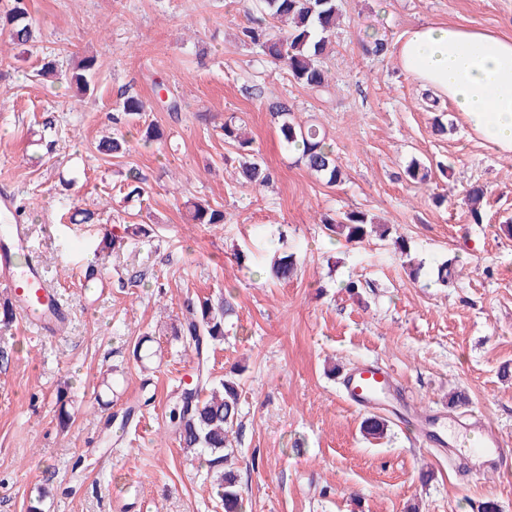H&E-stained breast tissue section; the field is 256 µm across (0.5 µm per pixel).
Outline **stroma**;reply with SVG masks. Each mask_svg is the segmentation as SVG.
<instances>
[{
	"label": "stroma",
	"mask_w": 512,
	"mask_h": 512,
	"mask_svg": "<svg viewBox=\"0 0 512 512\" xmlns=\"http://www.w3.org/2000/svg\"><path fill=\"white\" fill-rule=\"evenodd\" d=\"M341 5L323 95L239 42L250 0H31L40 42L19 57L0 37V190L71 310L54 336L18 319L0 325V512H28L44 488L43 512H114L119 498L127 512H222L205 467L165 418L194 366L170 327L187 299L219 293L232 295L237 314L211 363L217 377L242 369L232 443L247 512H483L488 501L512 512V238L499 229L512 224V156L405 74L393 50L368 57L360 46L374 34L393 47L424 21L512 37V0ZM88 55L95 91L79 101L65 77ZM49 61L58 78L37 77ZM158 82L178 114L157 105ZM124 91L146 103L164 138L146 145L130 134L114 158L97 145L112 135ZM273 95L324 129L342 183L326 186L282 145L264 107ZM231 114L271 170L268 187L240 177L224 141ZM438 120L446 134H436ZM415 159L431 166L428 183L405 178ZM131 168L148 179L143 197L126 195ZM476 185L486 191L479 225L463 204ZM189 199L223 210L224 222L190 223ZM80 208L97 210V222L70 223ZM351 210L391 225V237L351 247L324 229L323 216ZM281 247L298 270L278 282L262 272ZM446 261L455 275L443 286L433 272ZM145 333L157 343L146 369L132 356ZM367 360L389 369L410 407L483 415L506 444L498 465L467 469L394 416L383 438L363 436L364 415L337 375ZM460 391L468 403L449 405ZM132 405L138 414L122 424ZM63 407L72 415L64 427Z\"/></svg>",
	"instance_id": "stroma-1"
}]
</instances>
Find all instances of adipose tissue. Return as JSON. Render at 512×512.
Listing matches in <instances>:
<instances>
[{
  "instance_id": "obj_1",
  "label": "adipose tissue",
  "mask_w": 512,
  "mask_h": 512,
  "mask_svg": "<svg viewBox=\"0 0 512 512\" xmlns=\"http://www.w3.org/2000/svg\"><path fill=\"white\" fill-rule=\"evenodd\" d=\"M396 55L407 75L448 99L484 142L512 154V37L427 22L397 43Z\"/></svg>"
}]
</instances>
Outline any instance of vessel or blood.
<instances>
[{
	"label": "vessel or blood",
	"instance_id": "vessel-or-blood-1",
	"mask_svg": "<svg viewBox=\"0 0 512 512\" xmlns=\"http://www.w3.org/2000/svg\"><path fill=\"white\" fill-rule=\"evenodd\" d=\"M14 208L13 198L0 195V289L12 296L22 321L37 332L52 335L67 322L69 311L49 284L39 256L30 252L28 229L17 221ZM16 252L27 254L25 266H14L12 255ZM341 386L344 399L353 408L369 413L381 412L386 397L399 394L390 372L371 361L348 371ZM413 421L423 440L436 448L447 447L448 437L432 414L414 415ZM456 427L459 433L476 437V458L483 467H493L503 448L497 429L478 418L457 422Z\"/></svg>",
	"mask_w": 512,
	"mask_h": 512
}]
</instances>
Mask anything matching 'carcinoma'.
Here are the masks:
<instances>
[{
    "label": "carcinoma",
    "mask_w": 512,
    "mask_h": 512,
    "mask_svg": "<svg viewBox=\"0 0 512 512\" xmlns=\"http://www.w3.org/2000/svg\"><path fill=\"white\" fill-rule=\"evenodd\" d=\"M265 18L244 26L240 40L258 48L275 62L283 63L293 79L306 89L318 93L329 89L331 76L323 66L327 55L329 36L336 27L340 15V0H256ZM39 25L31 15L29 0H8L0 35L6 36L14 48L25 53L37 41ZM96 60L83 59L70 75V84L81 97L90 91L91 78ZM145 111L144 102L135 96H127L117 103L112 113L115 127H132L146 143L159 141L164 133L153 123H141ZM268 111L278 125L284 146L297 154L296 162L306 167L329 187L343 180V170L334 145L316 124L296 121L293 106L288 100H268ZM245 121L234 114L224 120V142L232 145L244 159L241 176L257 187H266L272 181L268 168L257 161L252 153V141L243 132ZM128 141L120 134L98 145L105 154L118 156L127 151ZM432 170L417 160L405 169L407 179L426 183ZM127 197H140L145 193V179L132 170L126 177ZM484 189L473 188L466 199L470 223H484ZM187 217L195 224H222L224 211L212 208L201 201H186ZM325 228L344 238L345 242L361 243L370 236L380 238L391 234L390 227L374 224L359 211H350L339 220L324 218ZM297 270L295 254L286 251L275 254L269 268L270 275L286 281ZM235 314L232 301L226 297H204L187 303L182 321L172 327V333L180 336L196 358L192 373L193 383L181 385L169 406V426L179 446L191 452L207 467L212 483L217 489L224 512H245L238 472L227 468L235 456L229 440L237 418L240 399V383L235 368L222 379L211 378L207 362L210 351L224 340L226 321Z\"/></svg>",
    "instance_id": "cac0c4a2"
}]
</instances>
